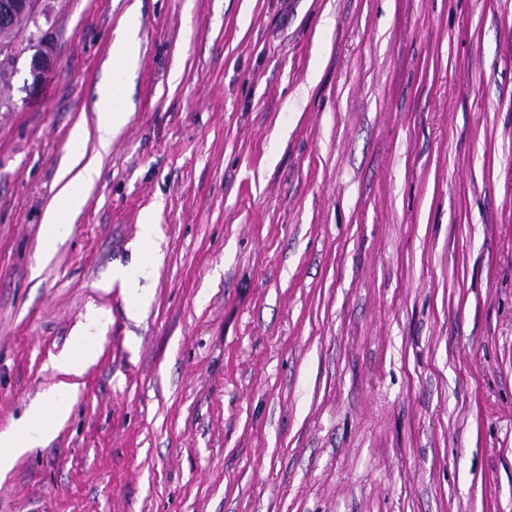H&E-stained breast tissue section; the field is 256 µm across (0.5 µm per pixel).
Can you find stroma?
<instances>
[{
	"label": "stroma",
	"instance_id": "stroma-1",
	"mask_svg": "<svg viewBox=\"0 0 512 512\" xmlns=\"http://www.w3.org/2000/svg\"><path fill=\"white\" fill-rule=\"evenodd\" d=\"M134 3L129 120L44 256ZM38 9L52 68L0 82V431L106 328L0 512H512V0ZM140 223V235L142 241L146 242L148 245H152L154 250L153 263L149 266H131L119 268L113 271V277L121 279L126 284L127 288L134 293L138 290L140 277H143L148 268L152 271H157L162 259L156 243L157 225L155 224L153 214L151 212L145 213L142 216ZM73 339L76 345L75 354L59 359L55 367L60 373L81 375L83 368L95 358L102 336L94 325H88L78 330Z\"/></svg>",
	"mask_w": 512,
	"mask_h": 512
}]
</instances>
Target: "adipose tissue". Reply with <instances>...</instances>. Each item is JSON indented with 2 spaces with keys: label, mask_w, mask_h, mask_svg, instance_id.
Segmentation results:
<instances>
[{
  "label": "adipose tissue",
  "mask_w": 512,
  "mask_h": 512,
  "mask_svg": "<svg viewBox=\"0 0 512 512\" xmlns=\"http://www.w3.org/2000/svg\"><path fill=\"white\" fill-rule=\"evenodd\" d=\"M124 27V35L109 47L115 79L98 92L96 122L91 127L86 122H79L71 133L72 148L58 171L59 190L44 214L45 251H53L69 236L72 220L85 204L86 190L98 175L101 153L110 149L113 138L129 118L125 104L120 101L121 90L116 81L125 77L137 51L136 7L128 8ZM92 138L96 139L99 152L90 156L86 153V144ZM67 412V402L58 399L43 407L35 405L26 420L0 432V474L7 472L26 449L42 444L47 437L48 422L63 418Z\"/></svg>",
  "instance_id": "1"
}]
</instances>
